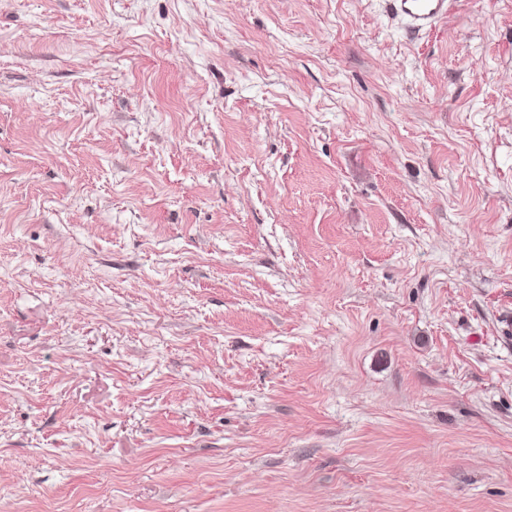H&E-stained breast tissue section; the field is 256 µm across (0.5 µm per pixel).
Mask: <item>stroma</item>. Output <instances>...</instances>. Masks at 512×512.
<instances>
[{"instance_id":"35a3bbf8","label":"stroma","mask_w":512,"mask_h":512,"mask_svg":"<svg viewBox=\"0 0 512 512\" xmlns=\"http://www.w3.org/2000/svg\"><path fill=\"white\" fill-rule=\"evenodd\" d=\"M512 0H0V512H512ZM389 11L405 19L417 33H427L448 14L449 0H386Z\"/></svg>"}]
</instances>
